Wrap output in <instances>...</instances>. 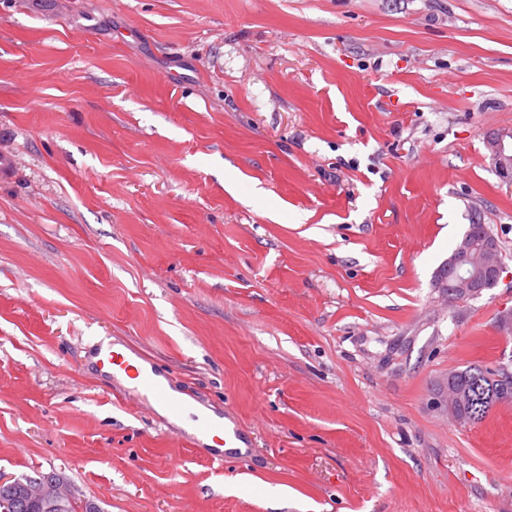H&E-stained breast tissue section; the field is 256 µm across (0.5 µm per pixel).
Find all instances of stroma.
Instances as JSON below:
<instances>
[{
  "mask_svg": "<svg viewBox=\"0 0 512 512\" xmlns=\"http://www.w3.org/2000/svg\"><path fill=\"white\" fill-rule=\"evenodd\" d=\"M503 130L512 0H0V475L101 512H512V405H432L512 370ZM477 222L503 272L448 301ZM100 337L246 457L94 369ZM486 147L495 171L501 178L512 183V133L489 135L486 138ZM494 370L482 364H470L464 369L454 371L452 385L461 394V399L454 404V410L459 418L478 424L489 416L498 403L511 404L501 403L512 399L511 384L496 379L512 381V371H508L506 367L497 368L495 379ZM454 395L451 389L443 388L433 398V405L454 421L460 422L449 410L448 404Z\"/></svg>",
  "mask_w": 512,
  "mask_h": 512,
  "instance_id": "35a3bbf8",
  "label": "stroma"
}]
</instances>
